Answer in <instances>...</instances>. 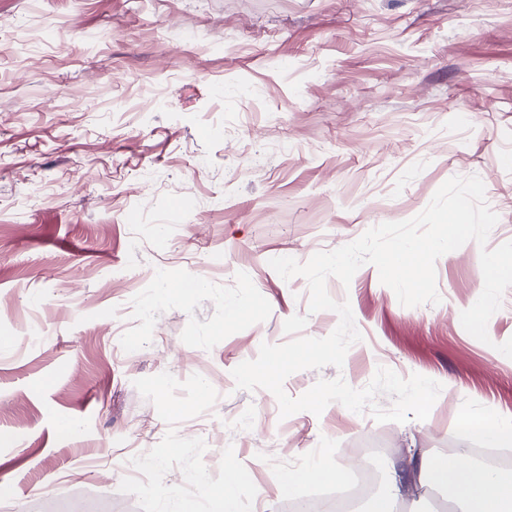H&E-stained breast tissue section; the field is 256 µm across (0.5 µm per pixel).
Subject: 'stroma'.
Returning a JSON list of instances; mask_svg holds the SVG:
<instances>
[{
    "instance_id": "1",
    "label": "stroma",
    "mask_w": 512,
    "mask_h": 512,
    "mask_svg": "<svg viewBox=\"0 0 512 512\" xmlns=\"http://www.w3.org/2000/svg\"><path fill=\"white\" fill-rule=\"evenodd\" d=\"M472 175L498 222L437 260L440 303L402 306L371 264L328 278L362 339L342 367L284 382L297 397L339 377L364 388L381 366L420 374L444 386L426 420L337 402L284 418L268 390L237 389L233 369L287 342L286 319L307 316L311 338L339 323L270 259L410 219ZM508 241L512 0H0V512H141L120 482L171 428L134 382L165 371L217 392L173 429L205 441L213 475L233 448L252 512L335 492H284L311 455L381 474L456 447L459 410L512 415L497 349L512 288L489 342L460 319L481 248ZM369 440L385 459L359 454Z\"/></svg>"
}]
</instances>
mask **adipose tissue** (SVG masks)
<instances>
[{"label": "adipose tissue", "mask_w": 512, "mask_h": 512, "mask_svg": "<svg viewBox=\"0 0 512 512\" xmlns=\"http://www.w3.org/2000/svg\"><path fill=\"white\" fill-rule=\"evenodd\" d=\"M457 423L467 435L487 440L496 448L512 446V419L505 416L476 418L460 413ZM387 491L369 505V512H395L411 490L425 487L446 489L461 512H512V471H489L470 462L466 448L449 454L421 457L412 476L388 468Z\"/></svg>", "instance_id": "1"}]
</instances>
